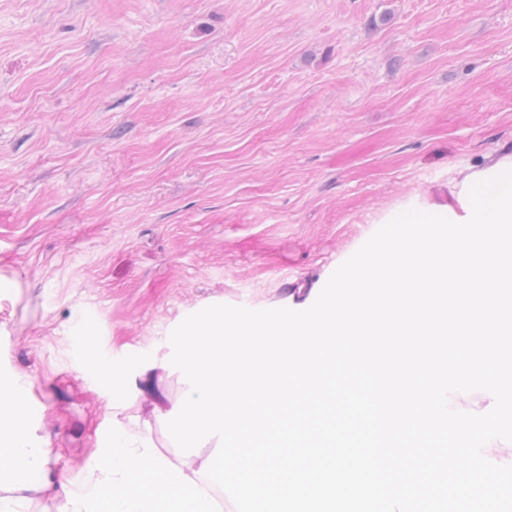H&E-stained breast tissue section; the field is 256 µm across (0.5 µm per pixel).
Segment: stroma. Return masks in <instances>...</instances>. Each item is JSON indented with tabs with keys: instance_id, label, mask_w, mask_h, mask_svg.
Here are the masks:
<instances>
[{
	"instance_id": "obj_1",
	"label": "stroma",
	"mask_w": 512,
	"mask_h": 512,
	"mask_svg": "<svg viewBox=\"0 0 512 512\" xmlns=\"http://www.w3.org/2000/svg\"><path fill=\"white\" fill-rule=\"evenodd\" d=\"M512 152V0H0V364L56 475L112 425L74 355L313 304L399 205ZM157 372L126 404L164 454Z\"/></svg>"
}]
</instances>
